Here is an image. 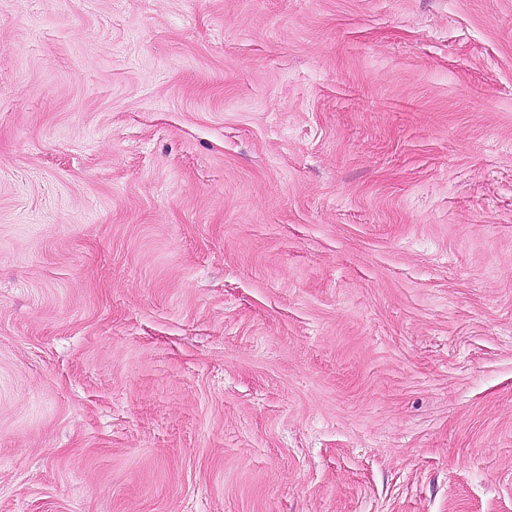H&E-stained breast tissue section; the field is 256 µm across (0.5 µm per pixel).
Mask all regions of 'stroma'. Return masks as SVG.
<instances>
[{"label":"stroma","instance_id":"obj_1","mask_svg":"<svg viewBox=\"0 0 512 512\" xmlns=\"http://www.w3.org/2000/svg\"><path fill=\"white\" fill-rule=\"evenodd\" d=\"M0 512H512V0H0Z\"/></svg>","mask_w":512,"mask_h":512}]
</instances>
